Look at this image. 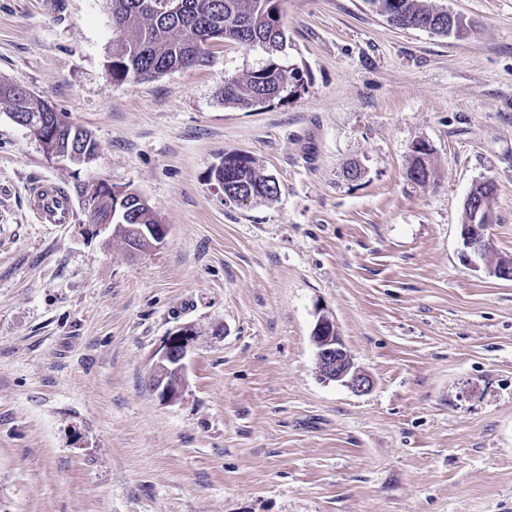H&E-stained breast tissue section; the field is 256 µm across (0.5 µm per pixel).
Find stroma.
<instances>
[{"instance_id":"stroma-1","label":"stroma","mask_w":512,"mask_h":512,"mask_svg":"<svg viewBox=\"0 0 512 512\" xmlns=\"http://www.w3.org/2000/svg\"><path fill=\"white\" fill-rule=\"evenodd\" d=\"M427 2L467 35L285 0L302 85L245 111L224 79L260 45L117 81L107 0H0V83L98 144L50 158L0 102V512H512V281L460 236L492 180L487 235L512 256V0ZM231 151L277 196L226 201L212 170ZM45 180L135 190L170 231L134 257L81 199L38 223ZM323 314L370 392L319 379ZM183 324L187 385L164 404L147 376Z\"/></svg>"}]
</instances>
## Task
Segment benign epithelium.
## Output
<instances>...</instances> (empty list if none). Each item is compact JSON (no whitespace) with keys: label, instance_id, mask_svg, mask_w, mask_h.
<instances>
[{"label":"benign epithelium","instance_id":"obj_1","mask_svg":"<svg viewBox=\"0 0 512 512\" xmlns=\"http://www.w3.org/2000/svg\"><path fill=\"white\" fill-rule=\"evenodd\" d=\"M194 40L204 47L224 42V32L204 29L196 33ZM54 108L43 103V111L34 115H12L13 120L28 129L29 133L42 144L51 158L77 160L91 147L82 137L71 140L68 148H62L60 130L52 125ZM108 199L111 206L104 223L95 220L96 211L102 199ZM145 204L143 199L130 198V191L117 189L105 182H99L84 197V210L88 222L102 228H120L125 232V243L133 255L160 246L168 227L165 224H149L146 215L139 211ZM495 214L492 198L468 195L465 201V221L461 227L464 247L470 254L486 261L490 271L499 278L512 279V257H497L493 253L487 228L494 223ZM195 341V331L190 325H183L170 333L153 363L148 387L160 401L177 402L187 384L186 358ZM316 348L317 375L324 381L340 382L352 392L364 394L372 388V379L365 371L355 367L351 355L345 348L336 328V323L327 315L318 318L312 332Z\"/></svg>","mask_w":512,"mask_h":512}]
</instances>
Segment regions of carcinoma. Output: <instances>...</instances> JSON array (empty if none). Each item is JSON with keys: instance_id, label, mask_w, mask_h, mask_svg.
<instances>
[{"instance_id": "carcinoma-1", "label": "carcinoma", "mask_w": 512, "mask_h": 512, "mask_svg": "<svg viewBox=\"0 0 512 512\" xmlns=\"http://www.w3.org/2000/svg\"><path fill=\"white\" fill-rule=\"evenodd\" d=\"M122 14L125 40L112 42V79L136 80L141 74L154 76L184 68L185 57L194 52L195 62L204 52L193 47L191 34L197 28L224 30V38L262 45L269 58L264 66L249 72L245 80H225L224 104L253 111L262 103L282 100L300 87L296 69L285 65L286 36L282 0H181L174 15L154 16L147 9L149 0H110ZM384 16L399 15L414 25H428L439 35H448V17L440 16L425 0H371ZM8 100L13 112L32 114L41 109V100L15 85L0 83V100ZM224 195L251 192L253 198L270 199L278 193V183L256 173L252 162L233 152L224 154V165L214 169Z\"/></svg>"}]
</instances>
